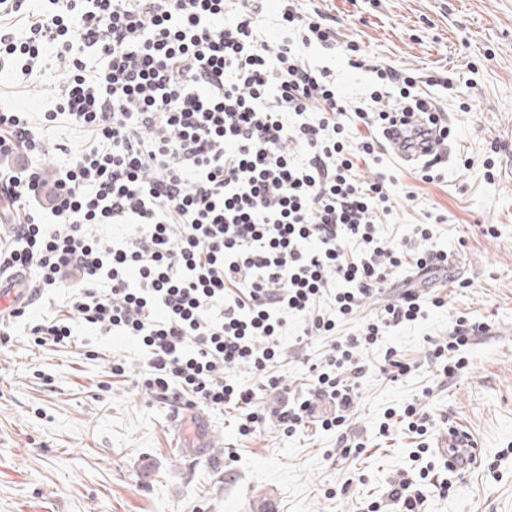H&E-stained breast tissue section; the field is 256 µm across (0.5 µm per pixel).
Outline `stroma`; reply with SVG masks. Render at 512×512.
Instances as JSON below:
<instances>
[{"label":"stroma","mask_w":512,"mask_h":512,"mask_svg":"<svg viewBox=\"0 0 512 512\" xmlns=\"http://www.w3.org/2000/svg\"><path fill=\"white\" fill-rule=\"evenodd\" d=\"M300 7L335 20L338 41L357 43L366 59L420 77V90L444 112L450 152L438 159L435 181H421L389 151L360 177L384 174L412 188L378 236L410 238L416 252L448 251L453 277L436 284L445 307L423 304L418 320L354 349L366 371L347 430L358 450L349 455L335 432L312 424L289 436L271 413L247 436L228 409L176 416L137 389L143 355L129 342L79 336L38 347L16 324L0 346V512H263L268 503L275 512H358L372 501L394 512L392 484L426 466L449 492L423 483L424 512H512V0H301ZM309 55L335 72L348 108L369 106V72L340 53ZM60 80L54 60L24 78L0 70V107L53 109ZM446 80L453 89L443 88ZM416 224L429 225L431 239L413 237ZM460 279L466 287H457ZM387 298H365L332 336L304 335V321L289 318L277 366L288 389L301 394L311 365H324L337 338L356 334ZM461 314L490 330L445 383L432 351ZM389 351L410 374L392 381L380 372ZM116 357L126 377L113 376ZM412 401L432 423L426 440L399 422L380 433L388 413ZM450 427L477 445L468 472H449L435 446ZM198 429L208 437L202 450L194 447Z\"/></svg>","instance_id":"35a3bbf8"}]
</instances>
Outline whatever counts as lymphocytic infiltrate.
Here are the masks:
<instances>
[{"label":"lymphocytic infiltrate","instance_id":"f902f5d3","mask_svg":"<svg viewBox=\"0 0 512 512\" xmlns=\"http://www.w3.org/2000/svg\"><path fill=\"white\" fill-rule=\"evenodd\" d=\"M260 10L258 0H44L34 12L29 0H0L1 15L28 17L24 37L0 28V68L26 76L51 57L64 67L52 111H0V274L33 278V302L66 291L72 310L29 324L33 343L65 345L81 328L129 338L145 355L146 394L179 411H242L245 434L265 419L260 391L282 385L274 369L288 314L332 336L337 318L314 310L324 294L346 317L403 266L425 281L448 271L447 252L377 241L376 212L411 188L357 178L407 110L437 125L436 102L414 75L346 44L383 105L356 111L364 133L350 142L333 71L308 59L314 46L335 51V29L284 0L271 44L258 34ZM61 117L93 142L48 179L40 130ZM421 310L410 285L383 304L305 394L282 401L283 432L310 421L340 429L354 387L339 373L364 371L353 348ZM488 328L453 318L433 350L445 375L465 368L463 349ZM243 360L258 381L226 379Z\"/></svg>","mask_w":512,"mask_h":512}]
</instances>
